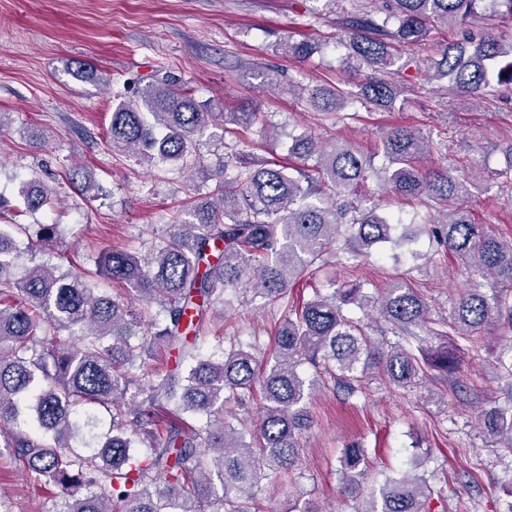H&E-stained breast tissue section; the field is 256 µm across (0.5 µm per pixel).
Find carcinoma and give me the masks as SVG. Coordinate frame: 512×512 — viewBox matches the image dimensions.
<instances>
[{"label":"carcinoma","mask_w":512,"mask_h":512,"mask_svg":"<svg viewBox=\"0 0 512 512\" xmlns=\"http://www.w3.org/2000/svg\"><path fill=\"white\" fill-rule=\"evenodd\" d=\"M497 16L512 20V0H383L376 10L337 17L347 60L371 70L357 98L394 111L400 90L391 82L392 67L403 53L439 24L465 29ZM281 49L306 61L319 46L289 39ZM430 66L448 92L480 97L495 85L512 86V40L461 37ZM351 96L338 86L308 90L311 105L327 117ZM221 117L233 136L254 126L271 135L266 113L210 112L192 91L166 79L116 103L107 137L112 149L142 162L184 164L198 136ZM291 140V164L225 157L216 198H192L186 217L168 225L146 253L104 251L93 271L64 273L42 263L17 280L15 233L29 226H0V288L12 300L0 307V447L38 483L67 490L61 512H263L254 488L298 467L313 424L309 405L326 377L351 396L373 376L403 391L435 378L457 386L463 344L495 328L512 331V242L474 222L465 205L468 179L446 167L421 170L431 144L398 126L377 144L391 166L383 182L404 200L439 205L436 223L425 225L429 238L491 281V293L475 287L461 294L448 316L449 332L428 330L436 345L418 334L430 323L426 297L395 279L375 299L357 283L315 291L288 307L270 350L257 340L224 347L220 322L231 308L228 293L250 285L253 298L276 304L328 254L356 258L378 244L412 242L395 235L399 220L361 201V188L379 176L370 156L310 134ZM59 193L31 175L21 187L24 212L52 207ZM34 233L36 243H53L60 225L36 224ZM97 277L158 306L150 329L141 328L124 297L99 288ZM349 305L370 309L368 322L346 316ZM383 323L396 341L372 335V325ZM212 327L218 358L197 345ZM156 349L177 353L176 367L147 368ZM186 360L194 365L183 370ZM257 393L262 410L253 430L224 418L227 397L244 406ZM94 405L106 410L112 427L89 453H78L71 441L82 427H94L96 417L88 413L80 423L74 416L78 407ZM184 415L196 424L182 421ZM479 423L495 447L512 452V407L485 409ZM141 445L149 453L140 461ZM339 463L343 491L358 494L367 449L349 446ZM431 494L425 479L406 471L362 498L356 512H429Z\"/></svg>","instance_id":"1"}]
</instances>
